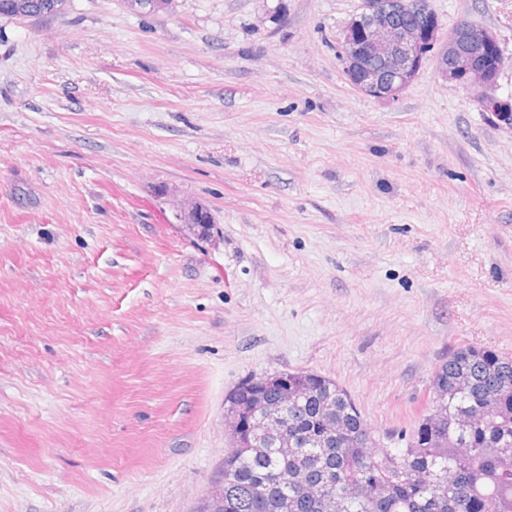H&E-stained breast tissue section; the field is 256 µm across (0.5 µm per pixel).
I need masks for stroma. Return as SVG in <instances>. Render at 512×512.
Returning <instances> with one entry per match:
<instances>
[{"label":"stroma","instance_id":"35a3bbf8","mask_svg":"<svg viewBox=\"0 0 512 512\" xmlns=\"http://www.w3.org/2000/svg\"><path fill=\"white\" fill-rule=\"evenodd\" d=\"M359 4L0 17V512H192L247 378L332 379L384 441L454 349L512 355V126L432 54L355 90ZM430 7L495 34L511 95L512 0ZM207 210L200 204L184 205L178 210L176 219L184 224H201V236H206L211 230V225L214 224V218L211 212Z\"/></svg>","mask_w":512,"mask_h":512}]
</instances>
